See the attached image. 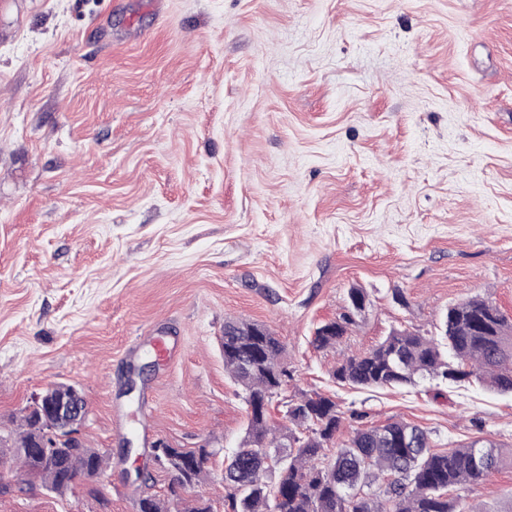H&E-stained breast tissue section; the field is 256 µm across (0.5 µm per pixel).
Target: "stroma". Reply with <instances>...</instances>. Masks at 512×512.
Returning a JSON list of instances; mask_svg holds the SVG:
<instances>
[{
    "instance_id": "35a3bbf8",
    "label": "stroma",
    "mask_w": 512,
    "mask_h": 512,
    "mask_svg": "<svg viewBox=\"0 0 512 512\" xmlns=\"http://www.w3.org/2000/svg\"><path fill=\"white\" fill-rule=\"evenodd\" d=\"M353 287L367 308L314 349ZM473 297L512 319V0H0V431L72 385L111 462L62 496L4 472L0 512H133L168 493L160 439L216 449L219 500L247 425L228 319L346 428L510 455L512 394L332 376ZM454 494L512 512V465Z\"/></svg>"
}]
</instances>
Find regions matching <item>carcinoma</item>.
Instances as JSON below:
<instances>
[{
    "label": "carcinoma",
    "instance_id": "carcinoma-1",
    "mask_svg": "<svg viewBox=\"0 0 512 512\" xmlns=\"http://www.w3.org/2000/svg\"><path fill=\"white\" fill-rule=\"evenodd\" d=\"M351 313L335 321L336 332L316 329L312 344L333 348L367 304L360 288L349 293ZM442 342L409 330H394L372 350L345 358L333 377L352 386L394 387L419 379L473 377L500 393L512 394V323L493 304L479 298L448 307L439 323ZM284 346L265 326L245 321L224 323V369L238 385L247 406V427L224 468L227 512H473L448 498V490L487 480L503 463L492 446L477 442L448 450L432 449L430 433L403 421L357 427L340 438L342 416L336 402L318 392H303L285 402L292 427L269 423L256 404L277 396L291 375L283 363ZM49 426L38 412L25 413L12 438L16 469L60 495L80 480L105 472L107 453L60 435L57 448L37 447L35 432ZM283 437L293 442L279 447ZM334 449L332 456L327 450ZM209 448H163L156 458L171 483L191 491L208 479ZM277 473L268 489L267 472ZM183 498L140 497L135 512H171Z\"/></svg>",
    "mask_w": 512,
    "mask_h": 512
}]
</instances>
